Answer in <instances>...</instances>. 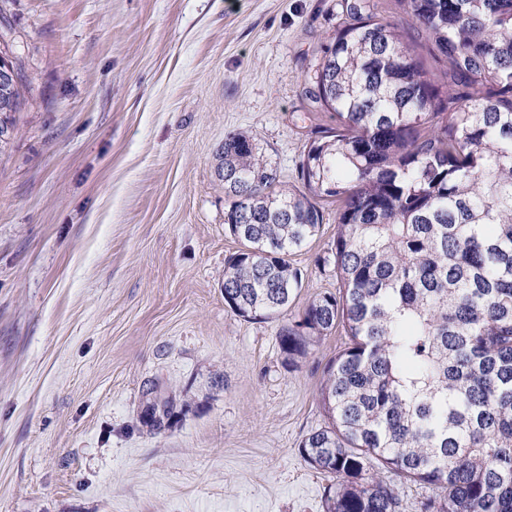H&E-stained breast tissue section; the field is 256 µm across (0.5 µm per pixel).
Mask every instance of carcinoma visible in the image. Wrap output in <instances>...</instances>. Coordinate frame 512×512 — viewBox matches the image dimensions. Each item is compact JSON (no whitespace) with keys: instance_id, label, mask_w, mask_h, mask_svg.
Wrapping results in <instances>:
<instances>
[{"instance_id":"carcinoma-1","label":"carcinoma","mask_w":512,"mask_h":512,"mask_svg":"<svg viewBox=\"0 0 512 512\" xmlns=\"http://www.w3.org/2000/svg\"><path fill=\"white\" fill-rule=\"evenodd\" d=\"M445 63L438 86L371 0L343 21L309 76L336 127L310 141L284 186L243 129L224 134V302L278 319L302 288L290 256L336 205L338 290L278 332L303 354L341 328L299 445L334 479L325 512H402L389 469L434 495L420 512H512V0H397ZM22 84L0 116L18 112Z\"/></svg>"}]
</instances>
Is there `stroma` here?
I'll return each instance as SVG.
<instances>
[{
	"label": "stroma",
	"mask_w": 512,
	"mask_h": 512,
	"mask_svg": "<svg viewBox=\"0 0 512 512\" xmlns=\"http://www.w3.org/2000/svg\"><path fill=\"white\" fill-rule=\"evenodd\" d=\"M340 0H0L24 104L0 144V512H324L301 440L343 330L288 364L224 302V135L284 181L334 127L306 90ZM293 257L290 309L336 288ZM157 387L174 400L144 423Z\"/></svg>",
	"instance_id": "stroma-1"
}]
</instances>
